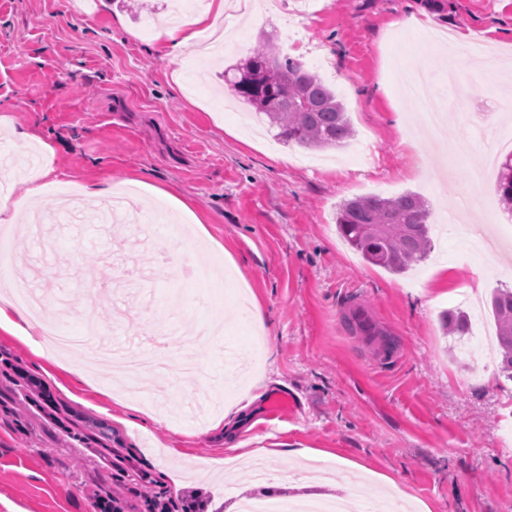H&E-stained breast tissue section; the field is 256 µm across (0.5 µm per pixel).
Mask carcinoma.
I'll list each match as a JSON object with an SVG mask.
<instances>
[{"instance_id":"1","label":"carcinoma","mask_w":512,"mask_h":512,"mask_svg":"<svg viewBox=\"0 0 512 512\" xmlns=\"http://www.w3.org/2000/svg\"><path fill=\"white\" fill-rule=\"evenodd\" d=\"M252 70L238 65L224 70V83L245 104L278 129L276 139L311 149L343 146L353 129L336 93L314 72L272 46L250 55ZM499 199L512 210V158L505 160L497 183ZM426 200L413 192L396 198L363 196L340 203L341 237L369 263L400 274L428 257L431 239ZM497 323L501 372L512 379V290H497L491 300ZM446 333L464 336L470 329L460 308L442 315Z\"/></svg>"}]
</instances>
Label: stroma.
Instances as JSON below:
<instances>
[{
  "label": "stroma",
  "instance_id": "35a3bbf8",
  "mask_svg": "<svg viewBox=\"0 0 512 512\" xmlns=\"http://www.w3.org/2000/svg\"><path fill=\"white\" fill-rule=\"evenodd\" d=\"M0 0V159L48 143L75 189L142 182L118 222L96 236L77 226L17 233L9 241L14 281L54 272L48 315L126 357L181 352L195 372L142 369L149 413L125 399L110 366L88 368L81 352L50 349L0 330V512H183L193 491L208 512H238L264 489L278 499L343 495L354 507L392 479L410 512H512V380L494 354L460 350L440 315L481 277L472 332L495 330L485 306L512 288V259L497 248L470 256L473 223L508 224L495 178L464 219L449 223L469 183L449 168V146L476 125L455 113L432 132L400 89L405 69L426 70L428 95L447 108L458 96L503 106L512 96L470 68L449 77L437 28L512 63V0H314L315 13L268 10L239 16L236 48L223 57L184 48L172 65L144 27L167 0ZM289 38L295 56L335 90L354 128L317 168L299 145L270 148L246 133V105L215 92L224 69L263 44ZM203 64L207 76L174 81L173 69ZM25 131L26 141L15 138ZM429 161L416 171L418 157ZM176 188L207 238L179 219L154 189ZM423 196L443 226L415 269L396 275L364 261L338 234L336 208L359 196ZM170 254L157 259L138 230L146 216ZM233 259L265 318L259 336L239 314L236 282L212 271ZM362 306L375 335L350 321ZM254 399L236 437L263 449L272 481L224 462L225 406ZM325 474L306 478L304 464Z\"/></svg>",
  "mask_w": 512,
  "mask_h": 512
}]
</instances>
